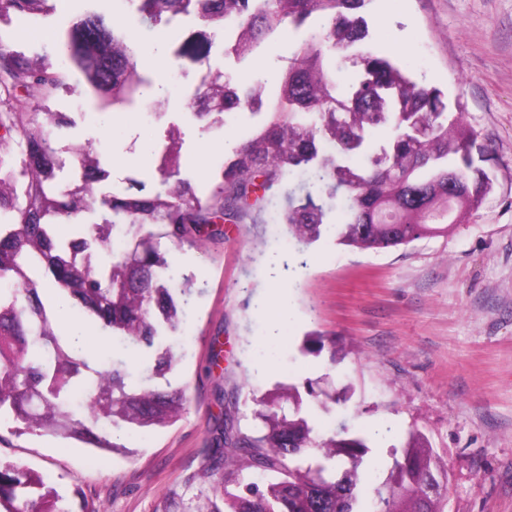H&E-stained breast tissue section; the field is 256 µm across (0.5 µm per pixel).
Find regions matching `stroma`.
Masks as SVG:
<instances>
[{"mask_svg":"<svg viewBox=\"0 0 512 512\" xmlns=\"http://www.w3.org/2000/svg\"><path fill=\"white\" fill-rule=\"evenodd\" d=\"M369 23L370 49L460 101L468 124L490 138L492 192L448 235L378 252L332 236L299 245L280 225L250 223L174 250L175 279L193 281L183 334L170 341L183 356L169 379L189 397L179 420L122 435L110 451L0 420V460L37 473L67 512H196L211 488L192 475L216 418L228 411L234 428L253 429V393L317 378L348 390L346 402L316 411L318 428L343 425L371 437L377 473L414 427L448 462L446 512H512V0H372ZM193 37L211 41L209 58L174 57ZM167 48L173 89L162 119L142 108L116 110L112 134L103 136L72 71L45 103L74 123L57 143L61 151L79 141L100 154L105 189L153 183L156 164L141 142L161 143L175 128L182 176L209 191L224 164V138H251L267 120L265 111L244 110L202 135L187 107L201 80L212 71L241 83L249 75L225 59L223 33L191 17L176 25ZM277 288L294 313L292 336L278 348L275 369L263 373L259 309ZM313 332L335 336L340 363L307 352Z\"/></svg>","mask_w":512,"mask_h":512,"instance_id":"35a3bbf8","label":"stroma"}]
</instances>
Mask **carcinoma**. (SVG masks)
Masks as SVG:
<instances>
[{
    "instance_id": "cac0c4a2",
    "label": "carcinoma",
    "mask_w": 512,
    "mask_h": 512,
    "mask_svg": "<svg viewBox=\"0 0 512 512\" xmlns=\"http://www.w3.org/2000/svg\"><path fill=\"white\" fill-rule=\"evenodd\" d=\"M372 0H129L142 22L165 27L192 16L214 29L235 31L224 57L255 69L238 85L223 73L202 81L201 131L224 126L228 109L251 110L266 87L277 103L254 137L224 147L220 181L206 194L181 176L178 152L164 147L152 189L142 181L105 194L106 172L97 156L77 149L71 180L59 179L66 163L57 140L71 123L61 112L33 108L37 91L47 100L64 83L63 67L84 79L88 101L104 111L121 105H156L167 98L139 67L140 51L122 19L89 11L65 38L33 57L0 37V417L30 430L112 450L110 432L165 426L186 411V387H131L121 362L100 368L76 354L54 330L40 297L48 286L66 294L82 316L94 318L121 343L154 351L166 333L181 329L190 280L169 274V249L196 246L217 221L280 224L298 243L324 234L361 250L407 246L444 236L465 224L493 188L480 163L489 144L466 123L460 103L412 79L388 56L361 53L356 77L338 92L349 53L370 37L366 10ZM11 12L34 19L50 15L48 0H0ZM308 39L288 45V67L270 75L256 68L263 43L309 19ZM211 43L184 42L178 54L204 58ZM389 125L393 136L370 145L371 128ZM361 157L363 163L354 159ZM462 191L448 197V174ZM299 176L296 187L283 182ZM96 203L101 222L79 226L69 237L56 228ZM338 210L343 223L331 224ZM112 263L92 264L97 252ZM329 350L336 338L317 334L309 351ZM174 355L157 354L154 373L165 377ZM304 387L278 384L253 397L258 431L218 424L193 478L212 496L197 512H446L448 464L429 438L411 429L392 446L386 476L363 497L370 439L346 430L321 434L305 409ZM0 512H67L40 477L0 461Z\"/></svg>"
}]
</instances>
